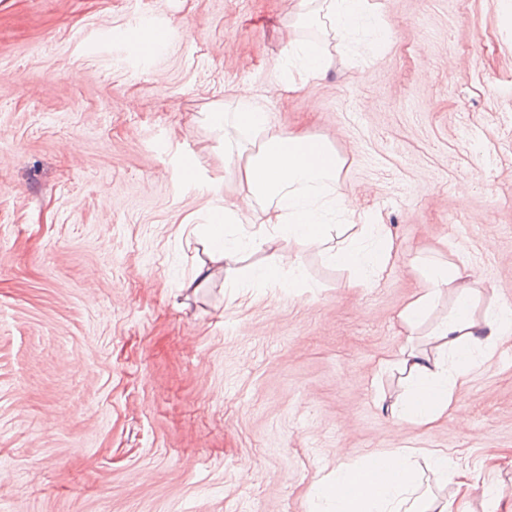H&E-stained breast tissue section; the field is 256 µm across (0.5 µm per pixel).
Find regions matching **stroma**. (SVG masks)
<instances>
[{"label": "stroma", "mask_w": 512, "mask_h": 512, "mask_svg": "<svg viewBox=\"0 0 512 512\" xmlns=\"http://www.w3.org/2000/svg\"><path fill=\"white\" fill-rule=\"evenodd\" d=\"M293 3L0 0V512H315L317 478L394 448L512 512V336L427 428L392 416L389 367L454 302L402 327L424 258L479 276L475 317L512 305V12L381 0L387 43L318 38L333 61L304 82ZM135 16L163 53L130 48ZM240 95L345 158L395 244L369 287L280 238L196 278L191 228L238 199L207 115ZM296 251L311 289L232 287Z\"/></svg>", "instance_id": "obj_1"}]
</instances>
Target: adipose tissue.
Instances as JSON below:
<instances>
[{
	"mask_svg": "<svg viewBox=\"0 0 512 512\" xmlns=\"http://www.w3.org/2000/svg\"><path fill=\"white\" fill-rule=\"evenodd\" d=\"M295 24L325 20L333 36L347 40L358 33L372 34L377 45L389 38L378 0H296ZM213 128L247 130L260 137L256 150L225 142L224 157L242 156L238 168V195L244 209L217 207L203 231V244L213 269L238 262L242 252L261 248L282 237L318 249L326 258L350 274L353 285L367 286L386 268L393 241L385 225L363 224L361 240L337 245L331 235L335 223L355 219L356 211L339 190L345 161L330 142L304 133L275 130L264 105L238 99L233 110H217L209 115ZM239 225L231 235L227 225ZM455 264L430 266L424 273V286L402 309L399 318L408 332H415L427 319L444 290L455 292L448 315L431 329L429 336L437 349H452L458 355L454 364L410 351L396 365L410 380L407 394L395 404L400 421L422 426L445 415L455 401V389L475 367L473 352L490 354L495 337L512 333V310L499 308L475 319L472 306L480 291L457 280ZM287 282L289 287L306 286L301 257L275 256L253 268L246 287L271 286ZM414 451L401 448L391 452L396 471L374 470L368 462L344 464L323 476L313 497L319 512H466L455 499L424 501L416 494V478L409 466Z\"/></svg>",
	"mask_w": 512,
	"mask_h": 512,
	"instance_id": "obj_1",
	"label": "adipose tissue"
}]
</instances>
